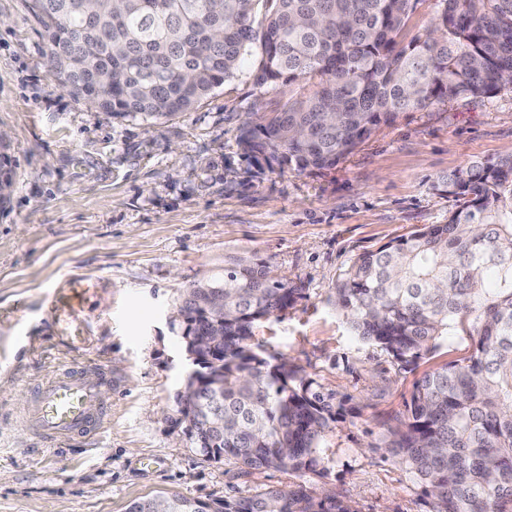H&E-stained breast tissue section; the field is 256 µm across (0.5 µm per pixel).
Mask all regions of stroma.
Listing matches in <instances>:
<instances>
[{"instance_id":"35a3bbf8","label":"stroma","mask_w":512,"mask_h":512,"mask_svg":"<svg viewBox=\"0 0 512 512\" xmlns=\"http://www.w3.org/2000/svg\"><path fill=\"white\" fill-rule=\"evenodd\" d=\"M313 91L265 93L240 77L169 120L115 117L53 81L27 0H0V172L12 179L0 192V512H127L171 491L216 507L298 484L341 492L358 512H429L385 451L389 429L422 374L473 342L449 337L407 369L354 336L331 290L358 255L447 223L455 205L434 190L440 176L512 155V90L401 114L319 176L255 173L236 142L247 113ZM239 255L303 288L253 342L341 401L322 440L324 478L206 460L177 422V298ZM71 278L88 284L71 314L76 339L52 303ZM70 367L111 375L109 415L96 434L49 442L24 410Z\"/></svg>"}]
</instances>
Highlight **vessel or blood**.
<instances>
[{
  "mask_svg": "<svg viewBox=\"0 0 512 512\" xmlns=\"http://www.w3.org/2000/svg\"><path fill=\"white\" fill-rule=\"evenodd\" d=\"M83 288L79 281L64 283L53 300L59 321H66ZM108 381L106 374L74 369L55 376L38 387L34 401L25 411L27 425L48 441L85 436L100 429L108 414L101 388Z\"/></svg>",
  "mask_w": 512,
  "mask_h": 512,
  "instance_id": "b4317fda",
  "label": "vessel or blood"
}]
</instances>
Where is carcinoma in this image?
Wrapping results in <instances>:
<instances>
[{"instance_id": "1", "label": "carcinoma", "mask_w": 512, "mask_h": 512, "mask_svg": "<svg viewBox=\"0 0 512 512\" xmlns=\"http://www.w3.org/2000/svg\"><path fill=\"white\" fill-rule=\"evenodd\" d=\"M420 0H28L47 38L51 77L115 117L191 111L248 71L259 89L302 81L315 93L238 128L257 171L318 174L345 161L405 112L512 88V0H434L431 27L406 36ZM112 76V94L96 84ZM436 189L457 209L359 255L334 303L361 341L404 367L461 331L468 355L418 379L389 455L431 498V512H512V155L471 162ZM224 317L188 311L192 332L224 333L200 359L219 393L200 412L224 421L210 459L250 473L324 471L332 404L282 357L254 349L253 329L293 306L300 285L269 262L224 263ZM224 512H358L298 484L224 502Z\"/></svg>"}]
</instances>
